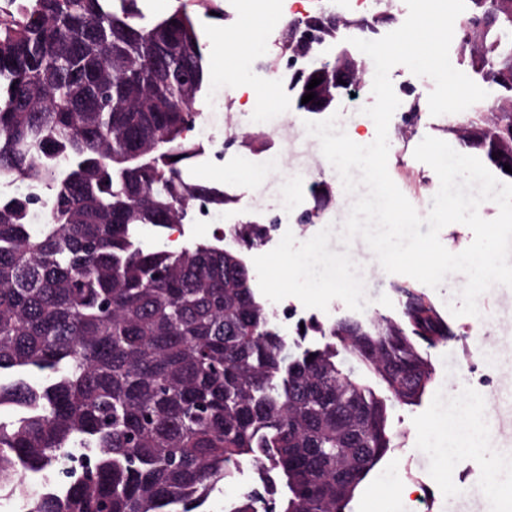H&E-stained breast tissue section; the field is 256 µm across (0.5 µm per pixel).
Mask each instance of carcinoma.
<instances>
[{
	"label": "carcinoma",
	"instance_id": "carcinoma-1",
	"mask_svg": "<svg viewBox=\"0 0 512 512\" xmlns=\"http://www.w3.org/2000/svg\"><path fill=\"white\" fill-rule=\"evenodd\" d=\"M471 2L469 65L510 95L459 129L508 177L512 0ZM202 39L184 4L147 17L138 0H14L0 13V183L41 190L0 198V408L13 412L0 493L19 512H202L246 463L259 486L224 512H347L393 447L389 401L413 405L432 381L420 342L448 341L405 288L407 324H306L290 357L243 254L262 228L145 246L143 228L182 223L199 199L224 205V190L186 177ZM333 75L329 61L307 68L301 94ZM309 330L330 342L303 346ZM75 449L92 455L78 478L25 487Z\"/></svg>",
	"mask_w": 512,
	"mask_h": 512
}]
</instances>
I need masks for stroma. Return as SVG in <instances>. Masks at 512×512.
<instances>
[{
  "mask_svg": "<svg viewBox=\"0 0 512 512\" xmlns=\"http://www.w3.org/2000/svg\"><path fill=\"white\" fill-rule=\"evenodd\" d=\"M391 21L374 30L339 28L316 61H331L341 51L353 52L361 65L370 59L354 51L352 39L376 40L399 28L408 15L405 0H392L387 8ZM204 54L209 70L206 88L193 108L199 117L190 134L199 154L188 171L190 181L215 186L224 191V204L216 208L213 223L197 224L185 219L173 228L155 232L145 228L146 243L163 244L177 250L194 241L226 233L233 225L264 223L268 212L282 219V229L292 231L303 242L325 227L341 230L353 203L330 163L305 165L302 157L318 152V141L308 139L305 121H320V112L296 108L293 93H285L279 107L273 108V128L252 129L245 105L226 107V97H241L245 85L253 84L251 66L237 64L234 55L205 43ZM237 78L225 81V72ZM400 100L389 128L388 172L404 196L420 215H427L439 188L435 171L414 157L416 146L425 136L449 143L456 151L466 147L453 126L456 115L431 116L428 95L434 87L430 78L414 75L406 66L396 65L389 73ZM371 83H364L356 93H343L334 105L338 125L346 133L359 134L372 142L376 127L364 115L363 107L373 103ZM418 104L421 117L413 127L401 119L411 104ZM223 150L224 163L213 166L209 156ZM330 250L348 251L365 284L367 304L354 312L339 299L327 310L305 307L295 297L270 303L279 317L278 324L288 338H295L300 322L316 321L330 325L343 317L369 322L382 315L403 321V307L396 285H413V278L386 272L361 238L343 246L332 238ZM466 283L463 274L448 275L436 289L426 294L439 314L455 330L456 339L447 345L428 349L435 377L421 402L415 405L393 404L389 422L395 446L374 467L357 489L350 504L351 512H447L449 501H456L459 512H488L485 494L490 481H498L502 491L512 490V438L489 437L486 446L449 449L447 438H432L435 419L456 408L462 419L475 418L490 427L500 417L512 415V288L491 287L478 299L479 316H452L449 307L459 304V292ZM259 482L258 472L244 465L232 477L218 484L207 504V512H224L225 506L238 499Z\"/></svg>",
  "mask_w": 512,
  "mask_h": 512,
  "instance_id": "1",
  "label": "stroma"
}]
</instances>
